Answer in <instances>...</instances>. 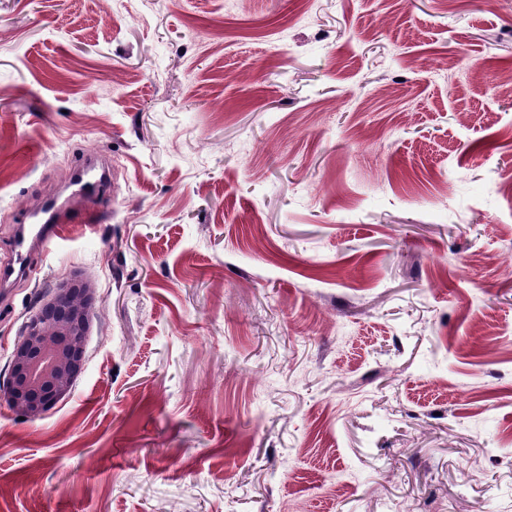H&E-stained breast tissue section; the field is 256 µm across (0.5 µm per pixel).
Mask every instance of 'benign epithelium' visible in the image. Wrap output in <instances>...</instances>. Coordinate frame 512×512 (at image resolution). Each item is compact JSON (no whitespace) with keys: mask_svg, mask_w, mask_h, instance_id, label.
<instances>
[{"mask_svg":"<svg viewBox=\"0 0 512 512\" xmlns=\"http://www.w3.org/2000/svg\"><path fill=\"white\" fill-rule=\"evenodd\" d=\"M93 288L78 277L60 281L14 347L6 384L9 406L27 416L66 396L84 365Z\"/></svg>","mask_w":512,"mask_h":512,"instance_id":"benign-epithelium-1","label":"benign epithelium"}]
</instances>
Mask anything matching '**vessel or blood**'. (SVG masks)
Returning a JSON list of instances; mask_svg holds the SVG:
<instances>
[{"label":"vessel or blood","mask_w":512,"mask_h":512,"mask_svg":"<svg viewBox=\"0 0 512 512\" xmlns=\"http://www.w3.org/2000/svg\"><path fill=\"white\" fill-rule=\"evenodd\" d=\"M96 166V155L90 154L83 159L72 181L76 192L88 197L96 194L100 184L88 178ZM27 218V223L16 227L9 244V258L0 264L1 287L29 273L36 250L60 244L69 237V220L58 200H47L38 210L28 212Z\"/></svg>","instance_id":"1"}]
</instances>
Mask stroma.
<instances>
[{"label":"stroma","instance_id":"35a3bbf8","mask_svg":"<svg viewBox=\"0 0 512 512\" xmlns=\"http://www.w3.org/2000/svg\"><path fill=\"white\" fill-rule=\"evenodd\" d=\"M512 0H0V512H512ZM99 224L80 218L89 208ZM95 288L36 418L8 363ZM96 154H88L78 166L75 179L72 180L71 185L75 187V192H79L87 197H93L99 190L101 181L105 178V173H102L100 178L94 182H91L85 177L95 170L97 166ZM65 208L57 199L47 200L38 210L28 209V224H19L9 244V258L0 266V286L4 288L29 273L36 250L46 249L68 239L70 218L62 216ZM92 299L89 282L66 278L31 317L8 366L6 395L13 410L36 417L70 392L84 365Z\"/></svg>","mask_w":512,"mask_h":512}]
</instances>
